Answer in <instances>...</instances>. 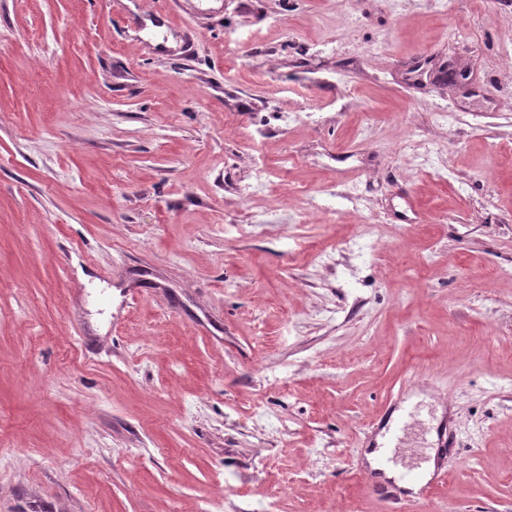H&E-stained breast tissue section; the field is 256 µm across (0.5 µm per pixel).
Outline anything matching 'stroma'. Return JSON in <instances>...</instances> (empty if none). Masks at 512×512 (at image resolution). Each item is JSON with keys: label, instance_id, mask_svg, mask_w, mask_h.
Wrapping results in <instances>:
<instances>
[{"label": "stroma", "instance_id": "1", "mask_svg": "<svg viewBox=\"0 0 512 512\" xmlns=\"http://www.w3.org/2000/svg\"><path fill=\"white\" fill-rule=\"evenodd\" d=\"M400 395L512 512V0H0V512H390ZM402 399L396 400L393 404H391L382 418L380 419L379 423L377 424V427L371 431L370 435H367L366 440L364 441L363 447L369 448H389L390 446L387 445V443H380L377 444L375 442L376 436L381 432L382 429L386 428L388 431H390V428L393 425H396V430H401L404 428V422H397L395 418H393V414L401 408ZM384 419V421H383ZM382 426V427H381ZM381 427V428H380Z\"/></svg>", "mask_w": 512, "mask_h": 512}]
</instances>
